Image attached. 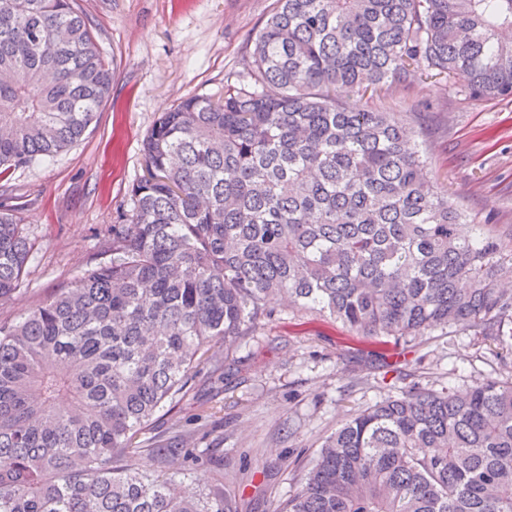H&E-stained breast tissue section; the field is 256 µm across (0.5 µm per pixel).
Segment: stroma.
Listing matches in <instances>:
<instances>
[{"label":"stroma","instance_id":"obj_1","mask_svg":"<svg viewBox=\"0 0 512 512\" xmlns=\"http://www.w3.org/2000/svg\"><path fill=\"white\" fill-rule=\"evenodd\" d=\"M112 64L108 101L81 142L31 167L0 173L32 246L0 322L106 264L129 189L144 173L141 144L162 112L189 95L219 96L245 73L252 38L274 0H76ZM414 127L430 176L479 224L512 225V96L473 97L438 78L413 76L385 100ZM273 315L237 343L222 379L201 373L175 407H163L145 444L176 449L192 483L223 489L237 512H275L314 464L322 441L350 416L395 393L398 370L434 389L465 390L512 378V354L456 326L405 350L362 341L341 323ZM387 367H380V360ZM195 451L186 458L184 449Z\"/></svg>","mask_w":512,"mask_h":512}]
</instances>
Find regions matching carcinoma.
Segmentation results:
<instances>
[{
	"instance_id": "obj_1",
	"label": "carcinoma",
	"mask_w": 512,
	"mask_h": 512,
	"mask_svg": "<svg viewBox=\"0 0 512 512\" xmlns=\"http://www.w3.org/2000/svg\"><path fill=\"white\" fill-rule=\"evenodd\" d=\"M512 0H275L224 96L154 123L112 261L0 324V512H237L134 469L135 439L281 296L404 349L467 326L512 350V225L466 219L414 132L356 94L415 73L512 96ZM112 89L75 0H0V169L81 140ZM30 256L0 208V301ZM277 512H512V380L411 382L347 419Z\"/></svg>"
}]
</instances>
